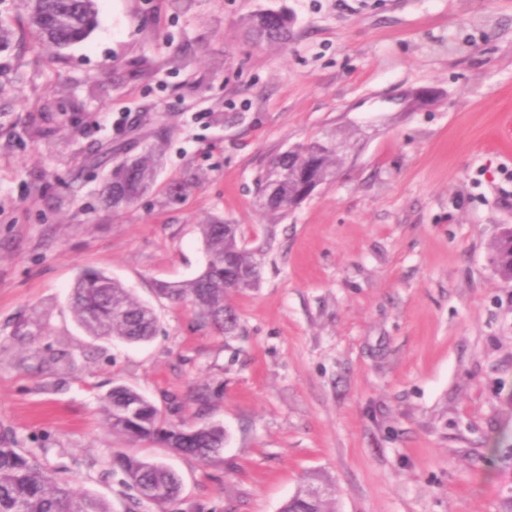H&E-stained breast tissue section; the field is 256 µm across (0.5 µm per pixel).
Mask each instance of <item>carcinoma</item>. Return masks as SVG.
Masks as SVG:
<instances>
[{
	"label": "carcinoma",
	"instance_id": "obj_1",
	"mask_svg": "<svg viewBox=\"0 0 512 512\" xmlns=\"http://www.w3.org/2000/svg\"><path fill=\"white\" fill-rule=\"evenodd\" d=\"M27 27L36 43L65 49L88 38L98 24L96 0H27ZM257 42L270 45L288 40V17L272 10L258 11L247 22ZM343 163L333 148L313 142L294 146L275 156L256 179V198L269 216H282L304 199L311 182H330ZM158 154L153 148L130 163L122 162L102 182L101 200L117 212L133 204L154 183ZM211 264L195 278L177 284L159 283L157 295L188 302L220 336L238 329L232 299L259 287L262 259L241 245L238 225L224 227L212 220L199 225ZM69 308L86 333L97 339L118 338L126 343L149 341L156 331V315L120 282L102 272L81 275L72 289ZM105 421L112 434L127 441L159 442L171 450L207 462L224 446V428L216 423L175 424L139 391L118 384L103 397ZM120 471L138 500L156 512H168L181 493V480L165 463L120 449L108 460ZM0 512H111L109 503L76 487L66 472L47 466L33 451L19 446L11 434L0 436ZM279 512H334L332 491L313 497L299 489Z\"/></svg>",
	"mask_w": 512,
	"mask_h": 512
}]
</instances>
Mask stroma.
<instances>
[{"mask_svg": "<svg viewBox=\"0 0 512 512\" xmlns=\"http://www.w3.org/2000/svg\"><path fill=\"white\" fill-rule=\"evenodd\" d=\"M265 8L286 44L247 39ZM98 11L50 63L0 52V434L130 512L101 412L122 384L226 433L206 464L133 447L180 475L173 512H279L317 481L336 512H512V281L492 262L512 226V0ZM421 88L436 98L394 103ZM331 131L351 144L335 180L270 219L258 173ZM152 145L154 186L105 209L98 158ZM216 218L269 245L233 336L154 292L200 272ZM86 270L154 307L152 341L84 334L67 303Z\"/></svg>", "mask_w": 512, "mask_h": 512, "instance_id": "1", "label": "stroma"}]
</instances>
